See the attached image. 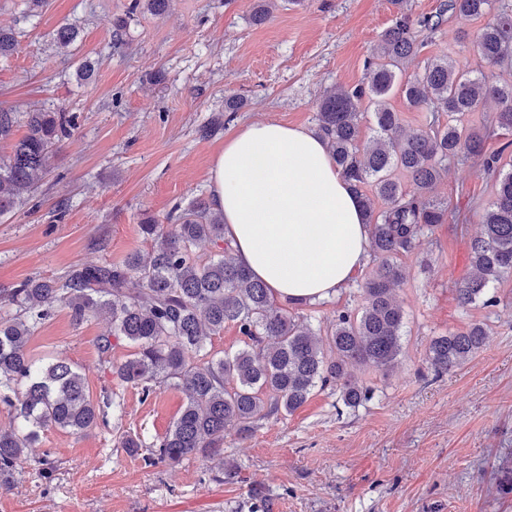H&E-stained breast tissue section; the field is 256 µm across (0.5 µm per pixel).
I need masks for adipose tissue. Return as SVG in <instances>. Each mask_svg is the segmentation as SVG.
I'll list each match as a JSON object with an SVG mask.
<instances>
[{
  "instance_id": "ef3b65f1",
  "label": "adipose tissue",
  "mask_w": 512,
  "mask_h": 512,
  "mask_svg": "<svg viewBox=\"0 0 512 512\" xmlns=\"http://www.w3.org/2000/svg\"><path fill=\"white\" fill-rule=\"evenodd\" d=\"M210 187L237 262L279 300L336 296L367 263L362 206L323 136L276 121L250 124L225 139Z\"/></svg>"
}]
</instances>
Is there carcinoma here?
<instances>
[{
  "label": "carcinoma",
  "mask_w": 512,
  "mask_h": 512,
  "mask_svg": "<svg viewBox=\"0 0 512 512\" xmlns=\"http://www.w3.org/2000/svg\"><path fill=\"white\" fill-rule=\"evenodd\" d=\"M393 2L395 19L366 60L367 82L326 90L315 114L317 131L361 199L371 230L373 268L362 285V306L337 312L329 334L319 337L307 317L279 304L236 262L224 238V216L206 197L193 198L182 223L169 231L150 217L143 219L141 232L153 241L147 255L78 264L60 280L29 279L0 291V305L14 309L0 317V404L14 409L17 420L0 429V488L26 465L48 477L47 461L29 456L41 430L78 434L109 413L118 419L124 415V404L111 393L93 400L80 368L66 357L42 362L28 354L29 337L58 306L67 307L76 323L100 316L108 320L110 328L97 343L102 362H110L114 338L133 348L124 361L112 364L121 383L146 396L168 384L184 393V404L164 436L149 443L138 437L123 442L131 452L145 450L151 463L174 464L223 455L228 429L246 437L260 421L294 413L317 387L336 393L349 409L372 399L373 388L357 370L386 371L401 354L405 319L393 289L406 273L396 257L448 220V202L434 189L450 163L477 161L495 181L493 199L471 241L470 272L455 282L458 302L465 309L499 303L487 290L512 277V169L500 166V154L486 153L485 143L492 134L512 135V83L491 85L446 57L431 60L403 83L399 76L403 64L422 50L418 30L437 29L447 12L489 17L478 36L479 53L512 71V0H446L439 12L418 20L406 12L404 0ZM397 87L411 106L431 112L429 130L399 135V118L389 104ZM488 97L498 103L490 124L464 126L466 116ZM365 100L374 106L375 127L361 144ZM444 112L445 125L440 123ZM22 118L26 134L0 161V217L29 199L46 174L49 154L76 126L75 116L61 110L21 116L0 107V140L12 137ZM401 174L410 179L411 190L403 187ZM366 185L373 187L374 197L364 191ZM375 197L385 202L384 209L375 208ZM206 243L218 252L204 259L198 249ZM134 280L140 284L136 291L129 288ZM230 322L246 338L245 347L199 361L207 340ZM487 336L483 321L436 336L426 362L437 375L450 373L476 356Z\"/></svg>",
  "instance_id": "1"
}]
</instances>
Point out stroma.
I'll use <instances>...</instances> for the list:
<instances>
[{
    "label": "stroma",
    "instance_id": "stroma-1",
    "mask_svg": "<svg viewBox=\"0 0 512 512\" xmlns=\"http://www.w3.org/2000/svg\"><path fill=\"white\" fill-rule=\"evenodd\" d=\"M131 2L48 0L32 20L17 0H0V28L17 40L0 58V106H61L77 117L29 200L0 218V289L149 252L141 220L171 227L194 197L210 196L211 162L226 136L262 120L314 128L327 89L364 82V63L396 12L391 0H275L271 18L257 25L256 0H170L164 14L141 8L132 16ZM122 16L117 48L112 21ZM65 24L78 38L64 48L53 34ZM484 25L445 15L439 29L420 32L424 46L405 77L445 57L490 82L511 80L478 53ZM87 59L95 72L85 82L78 68ZM230 97L241 109L222 133L202 135ZM437 194L466 221L438 226L400 256L403 351L389 371L365 370L372 400L348 409L317 389L247 440L227 433L224 457L239 467L231 480H215L213 461L153 467L121 448L130 432L163 436L184 395L167 385L146 396L121 384L97 349L108 322L78 324L56 308L28 353L66 356L92 398L116 392L125 414L79 434L42 430L33 453L47 456L50 479L25 468L0 489V512H512V492L499 488L503 471L512 472V278L497 286L500 303L491 308L462 309L455 291L493 182L478 166L454 165ZM365 279L358 274L324 305L304 307L313 327L328 329L338 310L361 305ZM474 320L489 325L482 352L434 375L425 361L430 340Z\"/></svg>",
    "mask_w": 512,
    "mask_h": 512
}]
</instances>
